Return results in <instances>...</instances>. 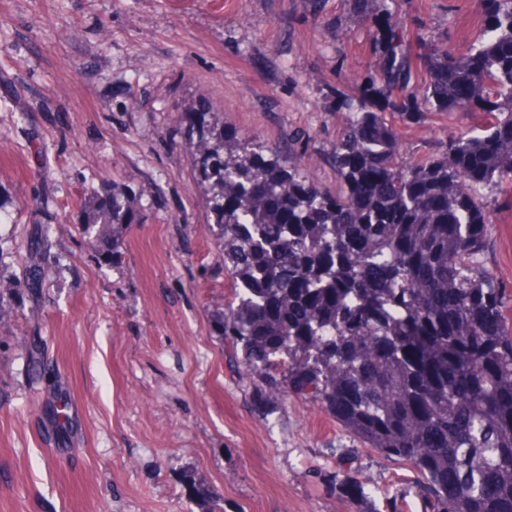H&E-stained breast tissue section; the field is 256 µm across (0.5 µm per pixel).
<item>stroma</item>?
Returning <instances> with one entry per match:
<instances>
[{
    "mask_svg": "<svg viewBox=\"0 0 512 512\" xmlns=\"http://www.w3.org/2000/svg\"><path fill=\"white\" fill-rule=\"evenodd\" d=\"M410 34L460 55L480 0H392ZM359 0H0V512H198L185 472L224 512H425L404 461L363 447L318 404L255 399L214 318L234 296L179 124L213 113L281 160L328 152L337 99L379 68ZM479 112L400 126L404 152L440 150ZM136 214L109 252L83 226L107 184ZM480 266L512 315V194H488ZM47 244L38 297L17 291L25 247ZM340 473H336V485L341 486L347 490H359L360 497L366 499V511L363 512H380L376 507L375 499L372 495L365 493L362 483L358 480L357 476L347 468L346 471L342 470Z\"/></svg>",
    "mask_w": 512,
    "mask_h": 512,
    "instance_id": "35a3bbf8",
    "label": "stroma"
}]
</instances>
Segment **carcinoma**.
Masks as SVG:
<instances>
[{
	"label": "carcinoma",
	"mask_w": 512,
	"mask_h": 512,
	"mask_svg": "<svg viewBox=\"0 0 512 512\" xmlns=\"http://www.w3.org/2000/svg\"><path fill=\"white\" fill-rule=\"evenodd\" d=\"M368 6L386 18L380 72L341 102L336 188L308 181L302 158L269 159L263 143L192 113L189 132L209 150L189 162L235 285L217 321L242 353L233 366L263 379L260 398L320 402L364 447L416 472L428 512H512V319L477 262L491 233L485 190L512 182V0L482 16L460 56L412 53L386 0ZM450 112L487 122L408 159L397 122ZM84 223H132L125 192L107 186ZM46 271L31 249L19 282L37 296ZM336 484L379 512L351 470ZM185 485L199 512H221L193 475Z\"/></svg>",
	"instance_id": "obj_1"
}]
</instances>
